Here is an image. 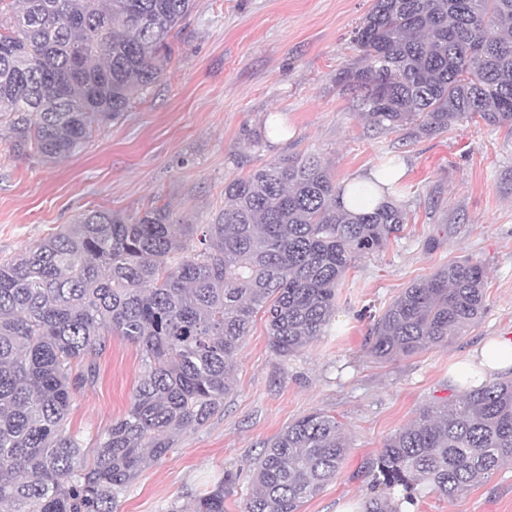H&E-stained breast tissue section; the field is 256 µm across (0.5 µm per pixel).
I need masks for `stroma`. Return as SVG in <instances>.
<instances>
[{
  "mask_svg": "<svg viewBox=\"0 0 512 512\" xmlns=\"http://www.w3.org/2000/svg\"><path fill=\"white\" fill-rule=\"evenodd\" d=\"M371 4L194 0L163 79L69 158L15 150L0 127V261L93 209L135 218L164 205L174 223H211L226 183L284 157L316 155L340 184L390 158L406 171L400 201L409 221L348 271L325 335L284 360L256 318L221 409L143 469L119 512H169L228 475L224 512H243L263 442L313 411L336 416L350 452L301 512H356L368 492L366 463L387 438L425 404L457 398L449 371L480 342L512 336V136L480 120L417 140L370 128L336 75L358 56L351 32ZM468 258L487 270L476 324L408 358L368 355L374 315L439 266ZM95 362L97 381L69 415L86 440L125 412L144 371L138 347L115 336ZM411 512H512V464L456 497L424 494Z\"/></svg>",
  "mask_w": 512,
  "mask_h": 512,
  "instance_id": "obj_1",
  "label": "stroma"
}]
</instances>
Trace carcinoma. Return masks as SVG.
<instances>
[{
	"label": "carcinoma",
	"instance_id": "carcinoma-1",
	"mask_svg": "<svg viewBox=\"0 0 512 512\" xmlns=\"http://www.w3.org/2000/svg\"><path fill=\"white\" fill-rule=\"evenodd\" d=\"M0 19V113L13 146L46 161L161 80L193 0H19ZM359 62L336 83L377 130L419 138L475 117L512 134V0H373L352 31ZM370 212L345 210L328 169L287 157L224 185L212 223L174 224L164 206L130 220L94 209L0 262V508L117 512L151 462L224 403L241 344L263 314L280 358L325 332L360 258L399 237L398 184ZM479 260L438 268L373 318L368 353L388 361L446 344L486 307ZM117 336L146 369L126 412L86 445L73 404ZM341 424L314 411L263 444L245 512H300L340 474ZM512 462V380L431 402L367 462L358 512L452 498ZM402 496L396 498L393 491ZM191 512H224V482Z\"/></svg>",
	"mask_w": 512,
	"mask_h": 512
}]
</instances>
